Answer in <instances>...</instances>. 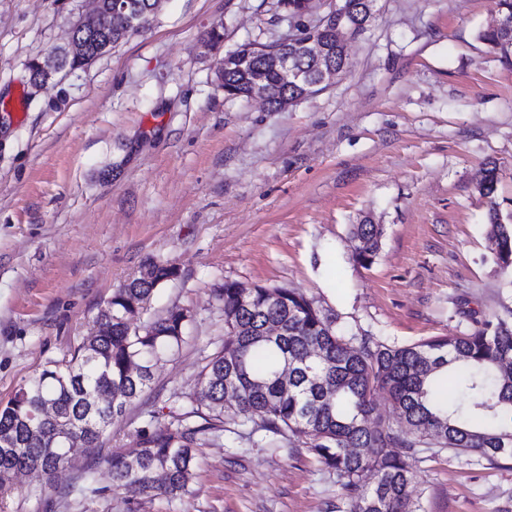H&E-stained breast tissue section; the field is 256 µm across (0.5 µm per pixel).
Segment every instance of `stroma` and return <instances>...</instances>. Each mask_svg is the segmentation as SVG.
Segmentation results:
<instances>
[{"label":"stroma","instance_id":"stroma-1","mask_svg":"<svg viewBox=\"0 0 512 512\" xmlns=\"http://www.w3.org/2000/svg\"><path fill=\"white\" fill-rule=\"evenodd\" d=\"M91 0H0V402L97 330L99 309L150 260L179 271L147 317L187 312V341L154 371L97 453L78 452L46 495L17 476L6 512H126L121 495L78 493L97 456L181 412L224 344L215 290L227 281L299 291L335 327L404 346L512 323V268L488 239L476 186L499 168L512 224V51L478 37L496 0H377L348 39L347 69L281 112L229 101L205 42L287 35L277 0H164L150 30L88 67L29 81V62L64 44ZM382 225L378 256L355 261V224ZM193 492L138 512H335L341 480L289 436L269 448L230 425L195 448ZM419 512H512V461L417 450Z\"/></svg>","mask_w":512,"mask_h":512}]
</instances>
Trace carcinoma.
I'll return each instance as SVG.
<instances>
[{"instance_id": "cac0c4a2", "label": "carcinoma", "mask_w": 512, "mask_h": 512, "mask_svg": "<svg viewBox=\"0 0 512 512\" xmlns=\"http://www.w3.org/2000/svg\"><path fill=\"white\" fill-rule=\"evenodd\" d=\"M128 2L131 15L141 19L143 29L150 28L157 18L151 12L153 0ZM498 6L499 25L479 38L507 53L512 51V0H498ZM372 8L371 0H340L336 20L343 33L363 31ZM131 34L128 19L112 16V46ZM304 36L327 48L323 59L301 46L277 43L255 48L247 42L229 52L231 66L214 73L224 98L247 99L252 85L260 83L268 90L269 111L280 112L326 89L319 84L321 70L344 64L336 27L315 25ZM284 52L301 81L285 80L275 67ZM94 61L56 47L40 84ZM497 182L496 166L480 169L477 189L488 200L489 239L498 263L507 268L512 266V226L501 222L494 199ZM354 234L355 259L367 266L378 254L382 227L358 224ZM173 269L167 262H146L99 310L95 335L85 338L71 357L48 361L0 404V508L14 494L9 474L25 471L47 485L72 462L69 439L100 447L126 405L150 388L155 366L186 342L189 316L182 309L135 328L127 323V312L144 309ZM215 296L224 303V326L233 339L209 356L188 408L173 422L140 431L132 444L134 456L103 460L110 485H93L94 471L88 468L85 495L120 493L127 504L137 505L191 494L193 448L199 436L224 431L226 420L271 434L270 448L278 447L277 437L290 433L309 440L319 461L342 479L348 512H415V454L423 445L456 454L476 452L490 462L512 460V374L502 372V366H512V325L507 321L488 318L471 332L407 346L367 339L356 346L294 290L226 281ZM270 323L279 327L275 336L264 335ZM450 366L465 381L464 412L449 409L434 391ZM377 390L387 394L412 434L375 415ZM45 401L55 406L48 417L40 413ZM197 418L203 423L195 424ZM391 448L401 453L392 454ZM369 475L374 476L370 485L365 482Z\"/></svg>"}]
</instances>
